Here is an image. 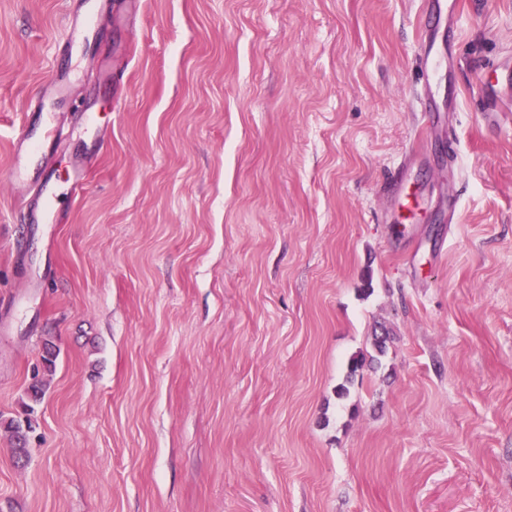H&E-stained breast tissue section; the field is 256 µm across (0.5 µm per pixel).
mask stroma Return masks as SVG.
<instances>
[{"label":"stroma","mask_w":512,"mask_h":512,"mask_svg":"<svg viewBox=\"0 0 512 512\" xmlns=\"http://www.w3.org/2000/svg\"><path fill=\"white\" fill-rule=\"evenodd\" d=\"M459 3L424 138L422 0H104L62 62L68 0H0V418L58 349L0 512H512V0ZM59 65L89 176L29 224ZM68 90L69 73L66 70L31 104L33 115L13 142L11 181L21 186L33 184L41 200V205L28 213L29 224H57L60 221L53 206L56 179L50 157L62 135L56 116L67 99Z\"/></svg>","instance_id":"stroma-1"}]
</instances>
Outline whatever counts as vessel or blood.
I'll list each match as a JSON object with an SVG mask.
<instances>
[{
    "label": "vessel or blood",
    "instance_id": "b4317fda",
    "mask_svg": "<svg viewBox=\"0 0 512 512\" xmlns=\"http://www.w3.org/2000/svg\"><path fill=\"white\" fill-rule=\"evenodd\" d=\"M103 0H70L68 14L70 40L66 52L85 46L96 33V18ZM422 14L455 21L457 0H423ZM418 60L427 73H434L442 60L434 50L430 35H423L418 44ZM69 90V75L61 73L42 96L32 104L33 114L21 135L13 143L11 180L14 184L34 185L41 200L40 206L31 210L28 221L32 224H55L60 220L53 200L56 196L55 172L50 157L62 135L56 116L63 106Z\"/></svg>",
    "mask_w": 512,
    "mask_h": 512
}]
</instances>
